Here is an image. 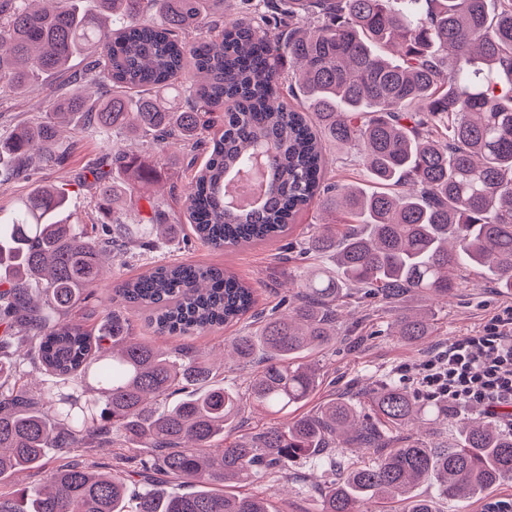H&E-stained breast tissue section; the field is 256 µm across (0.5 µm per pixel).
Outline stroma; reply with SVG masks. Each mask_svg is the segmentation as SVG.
Masks as SVG:
<instances>
[{"instance_id":"stroma-1","label":"stroma","mask_w":512,"mask_h":512,"mask_svg":"<svg viewBox=\"0 0 512 512\" xmlns=\"http://www.w3.org/2000/svg\"><path fill=\"white\" fill-rule=\"evenodd\" d=\"M67 78L62 74L42 78L40 92L18 94L0 84V133L30 121L44 112L52 92H64ZM65 138L73 142V151L60 166L38 169L34 179L14 178L0 185V208L11 209L16 200L28 193L34 184H55L69 192L68 218L82 224H107L111 218L103 213L90 183L81 179L87 160L99 152L101 141L95 134L82 130L65 131ZM192 172L185 160L166 165L161 170L159 183L150 186L146 200L140 201V214L149 213L150 200H158L170 217L185 212V195ZM279 244L268 241L249 247H233L214 251L197 241L190 230H183L177 237L160 248L129 255L123 267L107 269L101 285L95 289L92 301L98 307L108 306L114 285L136 277L152 262L178 260L197 264H215L230 270L240 279L250 282L258 293V305L271 308L283 297L293 295L296 283L290 278L297 265H318V256L300 258L293 256L290 265L277 263L275 256ZM458 288L447 305L432 304L421 297H410L394 304L373 303L364 299L350 300L340 308L337 322L339 338L322 352L311 355L317 364L323 385L306 404V411H314L323 402L348 393L368 394L380 383L381 376L406 361L421 358L430 349L466 336L482 328L493 316L512 306V295L500 292L489 284L479 268L470 267L456 272ZM433 310L435 331L426 344L409 346L394 336L380 335L381 325L396 315L415 310ZM235 326L213 329L193 337V344L204 351L217 364H223L228 382L238 383L250 370L235 359L226 356L225 349L235 336ZM289 480L276 489H269L266 482L251 485L250 493L271 494L277 512H319V501L311 495L312 486L323 483L321 468L308 460L297 461L290 470Z\"/></svg>"}]
</instances>
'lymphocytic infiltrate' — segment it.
I'll list each match as a JSON object with an SVG mask.
<instances>
[{
	"instance_id": "obj_1",
	"label": "lymphocytic infiltrate",
	"mask_w": 512,
	"mask_h": 512,
	"mask_svg": "<svg viewBox=\"0 0 512 512\" xmlns=\"http://www.w3.org/2000/svg\"><path fill=\"white\" fill-rule=\"evenodd\" d=\"M396 373L417 396L458 408L480 405L512 431V307L478 333L398 365Z\"/></svg>"
}]
</instances>
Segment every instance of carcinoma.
I'll return each instance as SVG.
<instances>
[{"instance_id": "carcinoma-1", "label": "carcinoma", "mask_w": 512, "mask_h": 512, "mask_svg": "<svg viewBox=\"0 0 512 512\" xmlns=\"http://www.w3.org/2000/svg\"><path fill=\"white\" fill-rule=\"evenodd\" d=\"M32 2L0 0V80L19 92L77 56L85 69L49 111L0 135V173L64 163L59 131L80 118L104 142L85 178L112 223L103 235L65 223L68 194L53 185L0 215V480L43 468L52 448L66 456L115 439L136 454L127 472L65 462L44 487L0 492V512H274L239 488L286 481L297 459L332 476L320 512L395 500L403 512H440L417 496L421 485L468 501L512 478V433L483 418L462 423L447 448L403 436L430 406L391 377L367 408L333 398L286 426L233 436L245 397L270 413L312 398L322 378L303 354L336 343L344 298L446 300L469 265L512 291V0L495 13L487 0H241L234 18L224 0ZM87 82L101 99H86ZM214 112L224 113L219 134ZM117 131L207 154L186 196L200 242L283 238L314 205L325 219L308 227L304 250L334 253L335 266L301 271L293 298L265 312L256 289L222 267L156 264L117 284L106 324L88 329L102 257L178 232L159 209L125 223L132 191L112 172L154 183L165 154H133L110 142ZM330 142L354 150L379 189L327 179ZM256 184L263 201L245 211ZM134 310L187 342L147 344ZM232 323L238 361L264 354L243 395L189 343ZM386 331L418 345L434 318L402 315ZM31 370L47 377L38 390L24 381ZM351 444L368 462H346Z\"/></svg>"}]
</instances>
